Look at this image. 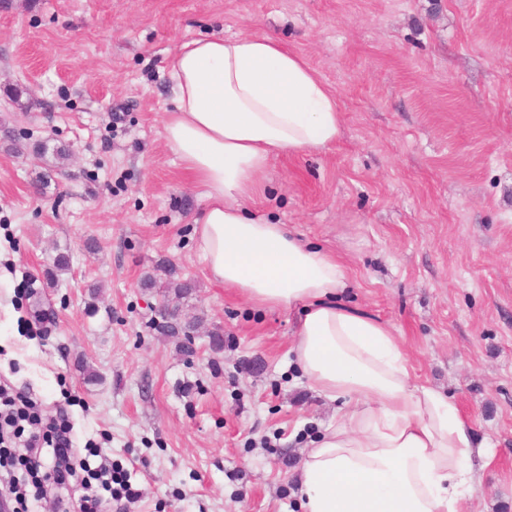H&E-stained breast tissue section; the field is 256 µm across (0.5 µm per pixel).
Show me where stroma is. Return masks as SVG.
I'll return each mask as SVG.
<instances>
[{
    "mask_svg": "<svg viewBox=\"0 0 512 512\" xmlns=\"http://www.w3.org/2000/svg\"><path fill=\"white\" fill-rule=\"evenodd\" d=\"M243 33L302 54L343 115L336 144L270 163L254 207L340 255L344 303L493 446L463 512H512V0H0V381L123 467L141 496L117 512H302L338 405L293 362L294 311L208 278L204 202L163 136L170 57ZM163 260L194 340L152 323Z\"/></svg>",
    "mask_w": 512,
    "mask_h": 512,
    "instance_id": "35a3bbf8",
    "label": "stroma"
}]
</instances>
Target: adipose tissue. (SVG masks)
Segmentation results:
<instances>
[{
  "label": "adipose tissue",
  "instance_id": "ef3b65f1",
  "mask_svg": "<svg viewBox=\"0 0 512 512\" xmlns=\"http://www.w3.org/2000/svg\"><path fill=\"white\" fill-rule=\"evenodd\" d=\"M168 73L163 136L204 201L196 249L210 279L255 305L296 309L295 362L339 404L300 467L304 512H462L470 423L454 401L411 383L388 325L340 302L349 275L336 254L249 207L273 157L336 142L335 93L266 34L184 42Z\"/></svg>",
  "mask_w": 512,
  "mask_h": 512
}]
</instances>
